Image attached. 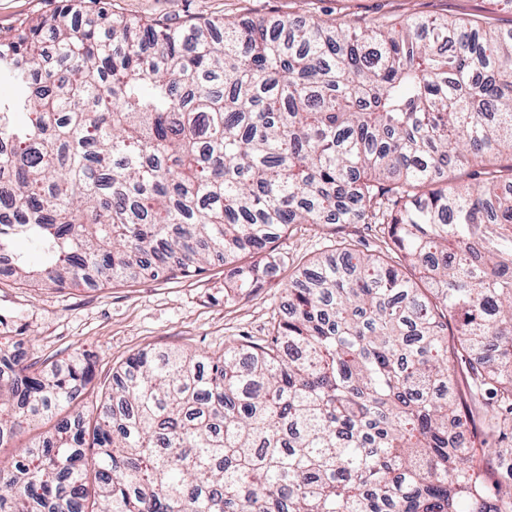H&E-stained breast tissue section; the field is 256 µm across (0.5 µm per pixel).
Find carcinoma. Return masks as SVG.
Instances as JSON below:
<instances>
[{
  "label": "carcinoma",
  "mask_w": 512,
  "mask_h": 512,
  "mask_svg": "<svg viewBox=\"0 0 512 512\" xmlns=\"http://www.w3.org/2000/svg\"><path fill=\"white\" fill-rule=\"evenodd\" d=\"M61 9L0 34V253L24 284L239 264L292 224H384L300 269L273 335L130 356L0 468V512H512V29L181 25ZM468 187L452 173L486 157ZM469 377L458 389V370ZM83 358L0 349V447Z\"/></svg>",
  "instance_id": "1"
}]
</instances>
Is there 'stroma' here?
I'll list each match as a JSON object with an SVG mask.
<instances>
[{
  "instance_id": "obj_1",
  "label": "stroma",
  "mask_w": 512,
  "mask_h": 512,
  "mask_svg": "<svg viewBox=\"0 0 512 512\" xmlns=\"http://www.w3.org/2000/svg\"><path fill=\"white\" fill-rule=\"evenodd\" d=\"M73 5L81 15L100 11L132 20L177 25L195 17L304 21L351 26L387 24L415 14L476 19L512 29V10L501 0H0V31ZM340 238L360 251L385 253L388 239L378 224L292 225L286 236L254 258L270 264L260 287L235 288L223 262L212 261L189 277L167 274L113 285L82 280L64 288L18 284L0 271V348L18 344L28 362L65 360L80 354L93 363L95 388L112 382V369L142 350L179 347L201 356L272 335L284 316L285 290L298 270L323 257Z\"/></svg>"
}]
</instances>
